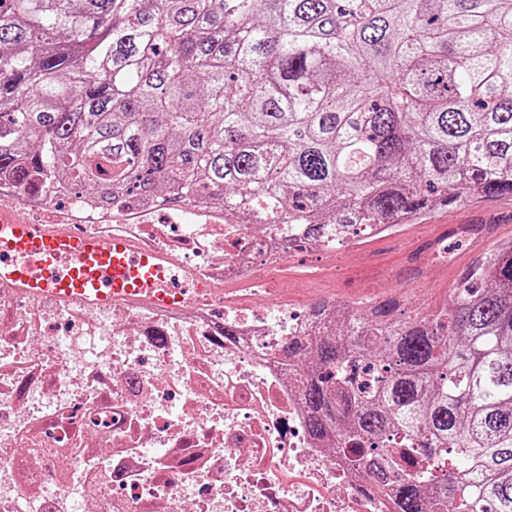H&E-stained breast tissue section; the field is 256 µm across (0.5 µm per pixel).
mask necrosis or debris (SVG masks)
<instances>
[{"label":"necrosis or debris","instance_id":"necrosis-or-debris-1","mask_svg":"<svg viewBox=\"0 0 512 512\" xmlns=\"http://www.w3.org/2000/svg\"><path fill=\"white\" fill-rule=\"evenodd\" d=\"M1 204L160 251L215 296L166 312L0 289V512H392L288 379L281 349L313 333L312 308L262 301L265 273L323 243L199 203L61 204L1 180Z\"/></svg>","mask_w":512,"mask_h":512}]
</instances>
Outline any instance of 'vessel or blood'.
Wrapping results in <instances>:
<instances>
[{
  "label": "vessel or blood",
  "mask_w": 512,
  "mask_h": 512,
  "mask_svg": "<svg viewBox=\"0 0 512 512\" xmlns=\"http://www.w3.org/2000/svg\"><path fill=\"white\" fill-rule=\"evenodd\" d=\"M0 288L33 301L142 302L164 311L181 309L187 293H213L204 280L185 288L180 264L156 250L32 224L11 205L0 207Z\"/></svg>",
  "instance_id": "vessel-or-blood-1"
}]
</instances>
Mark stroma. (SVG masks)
Instances as JSON below:
<instances>
[{
	"instance_id": "1",
	"label": "stroma",
	"mask_w": 512,
	"mask_h": 512,
	"mask_svg": "<svg viewBox=\"0 0 512 512\" xmlns=\"http://www.w3.org/2000/svg\"><path fill=\"white\" fill-rule=\"evenodd\" d=\"M460 224H492L497 238H512V198L487 197L447 208L438 206L396 237H371L347 248L329 250L322 254L321 265L308 287L295 290L291 298L302 308L319 298L352 305L374 302L390 296V289L382 282L395 273L402 277L398 294L405 312L441 304L449 298L464 269L490 245L480 237L453 245L452 230ZM441 239L450 242L448 263L435 265L426 276L416 275L409 265L411 258L427 254Z\"/></svg>"
}]
</instances>
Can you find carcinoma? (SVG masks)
<instances>
[{"label": "carcinoma", "instance_id": "obj_1", "mask_svg": "<svg viewBox=\"0 0 512 512\" xmlns=\"http://www.w3.org/2000/svg\"><path fill=\"white\" fill-rule=\"evenodd\" d=\"M2 177L311 240L512 198V0H0ZM284 353L398 512H512V242L425 313L392 296Z\"/></svg>", "mask_w": 512, "mask_h": 512}]
</instances>
